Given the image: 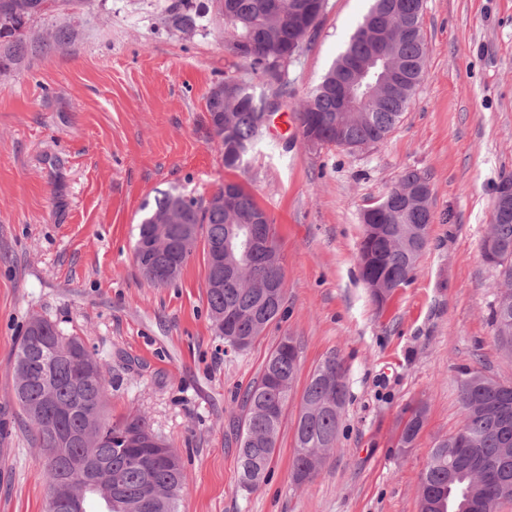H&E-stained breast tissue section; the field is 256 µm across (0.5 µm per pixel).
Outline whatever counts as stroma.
Instances as JSON below:
<instances>
[{
    "label": "stroma",
    "mask_w": 512,
    "mask_h": 512,
    "mask_svg": "<svg viewBox=\"0 0 512 512\" xmlns=\"http://www.w3.org/2000/svg\"><path fill=\"white\" fill-rule=\"evenodd\" d=\"M171 0H86L36 20L27 51L0 72V512H47L43 456L14 398V351L31 317L85 337L106 365L113 417L144 413L175 448L186 484L179 512H419L436 442L463 422V369L512 383L496 340L499 282L480 245L502 174L512 173V0H424L423 81L387 139L363 151L304 146L286 121L319 84L366 9L328 0L281 99L243 167L229 171L206 97L239 70L202 27L166 22ZM65 28L48 52L35 43ZM427 176L434 221L411 281L372 303L357 259L360 214L406 170ZM243 183L274 220L283 315L245 353L225 352L208 315L202 246L180 278L149 287L133 248L157 192L209 196ZM300 372L271 471L238 483L242 394L282 337ZM349 397L316 476H291L294 426L309 375L330 356ZM427 417L396 447L407 406Z\"/></svg>",
    "instance_id": "obj_1"
}]
</instances>
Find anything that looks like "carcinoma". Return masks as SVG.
I'll return each instance as SVG.
<instances>
[{
	"label": "carcinoma",
	"instance_id": "cac0c4a2",
	"mask_svg": "<svg viewBox=\"0 0 512 512\" xmlns=\"http://www.w3.org/2000/svg\"><path fill=\"white\" fill-rule=\"evenodd\" d=\"M224 26L217 30L224 40V52L237 59L246 75L226 76L213 86L206 98L209 112L224 114V128L213 131L222 152L224 168L242 167L249 152L261 141L265 126L260 117L271 98L288 96V54L300 55L306 45V8L314 0H215ZM360 22L342 50L314 88L298 113L301 138L312 134L323 146L346 148L378 144L400 121L420 86L427 50L419 27L423 0H368ZM78 0H0V71L16 64L27 49L26 26L46 15L66 10ZM167 21L177 31H195L204 13L189 0H173L167 7ZM380 22L405 27L396 54L405 67L399 84L341 126L336 120V84L349 72L352 63L378 47L369 39L368 29ZM233 190L241 202H224L215 208L207 200L164 191L145 202L144 217L138 225L143 234L155 220L181 204L182 221L197 226L206 257V295L210 319L219 313L233 320L234 336L249 349L281 315L283 301L262 298L251 287L279 276L261 243L279 246L274 220L256 219L262 206L243 184L228 181L216 189ZM433 222L431 204L411 207L404 196L392 189L388 203L365 212L358 260L362 279L369 283L371 301L385 304L393 289L408 284L417 260L428 244ZM232 226L252 228L256 248L247 256L237 250L224 251V265L213 262V250L224 242ZM498 250L482 252L484 260L498 271L503 287L498 289L492 313L497 341L512 351V328L505 331L500 317L512 310V219L491 225ZM176 258V275H181L190 259L169 246L162 254L136 260L163 267ZM48 328L42 342L58 349L57 357L42 360L34 351L28 334H23L14 352V396L33 440L55 466L46 467L48 486L59 481L74 485L76 501L48 500L49 512H89L87 503L98 500L106 512H178L184 487L183 466H157L150 471L133 461L135 448H123L112 441L115 432H136L168 442L154 430L147 416L134 412L112 420L106 415L105 365L91 351L85 339L66 334L44 318ZM299 372L295 346L277 344L267 355L260 376L243 395L244 415L237 435V473L241 487L253 491L266 480L276 452L283 411ZM348 396L346 369L336 357L327 358L310 375L302 395V407L295 425L293 476L314 475L320 454L336 441L340 414ZM459 400L464 412L462 428L439 440L424 469L419 489L420 512H488L497 490L487 479L490 470L505 466L512 474V384L495 381L472 369L461 371ZM408 418L397 442L406 450L413 446L426 419L425 404L405 410ZM105 472L119 477V495L106 499L98 493L91 477ZM158 488L150 502L140 498L145 478Z\"/></svg>",
	"mask_w": 512,
	"mask_h": 512
}]
</instances>
